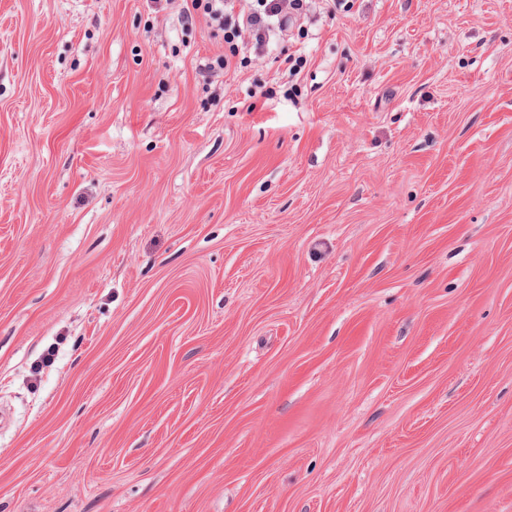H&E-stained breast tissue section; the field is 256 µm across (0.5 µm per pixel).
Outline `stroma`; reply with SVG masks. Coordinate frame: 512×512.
I'll return each mask as SVG.
<instances>
[{"instance_id": "stroma-1", "label": "stroma", "mask_w": 512, "mask_h": 512, "mask_svg": "<svg viewBox=\"0 0 512 512\" xmlns=\"http://www.w3.org/2000/svg\"><path fill=\"white\" fill-rule=\"evenodd\" d=\"M183 5L0 0V512H512V0ZM187 2V1H185ZM182 11L185 25L192 26L201 15L221 31L231 58L243 54L265 56L271 50V37L292 25L303 8V0H190ZM249 57V58H248ZM231 58L220 55L204 65L203 77H214L231 67Z\"/></svg>"}]
</instances>
